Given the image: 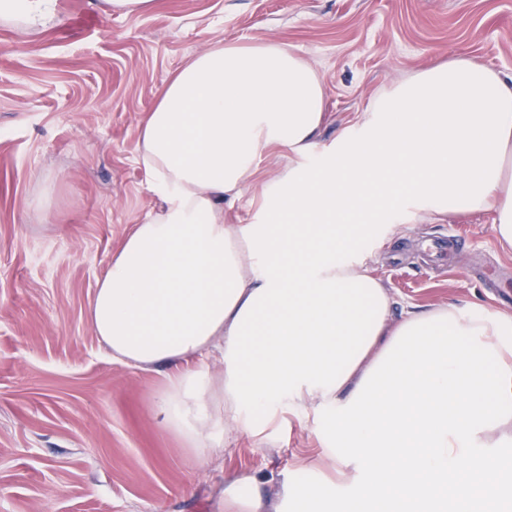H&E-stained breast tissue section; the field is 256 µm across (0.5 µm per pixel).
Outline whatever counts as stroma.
Instances as JSON below:
<instances>
[{
  "label": "stroma",
  "instance_id": "1",
  "mask_svg": "<svg viewBox=\"0 0 512 512\" xmlns=\"http://www.w3.org/2000/svg\"><path fill=\"white\" fill-rule=\"evenodd\" d=\"M60 3L53 29L0 26V512H219L243 473L278 505L284 480L323 466L304 411L256 439L229 431L201 462L160 423L163 373L113 359L89 321L114 252L155 204L137 161L144 114L216 43H284L321 77L327 144L432 62L512 75V0H155L136 16ZM287 167L266 156L226 223H251ZM366 264L396 319L451 302L512 312V254L486 213L390 225Z\"/></svg>",
  "mask_w": 512,
  "mask_h": 512
}]
</instances>
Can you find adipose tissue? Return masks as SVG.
<instances>
[{
  "label": "adipose tissue",
  "instance_id": "1",
  "mask_svg": "<svg viewBox=\"0 0 512 512\" xmlns=\"http://www.w3.org/2000/svg\"><path fill=\"white\" fill-rule=\"evenodd\" d=\"M58 20L57 0H0V25ZM368 110L324 145L321 80L290 46L218 43L188 61L141 124L158 204L88 313L113 357L164 370L162 423L198 459L223 449L226 422L257 437L281 404L311 410L355 490L284 482L293 512H500L512 314L451 304L392 319L365 255L380 225L481 212L512 253V77L451 59ZM274 151L288 171L265 184L254 223H225ZM220 505L270 512L251 474Z\"/></svg>",
  "mask_w": 512,
  "mask_h": 512
}]
</instances>
